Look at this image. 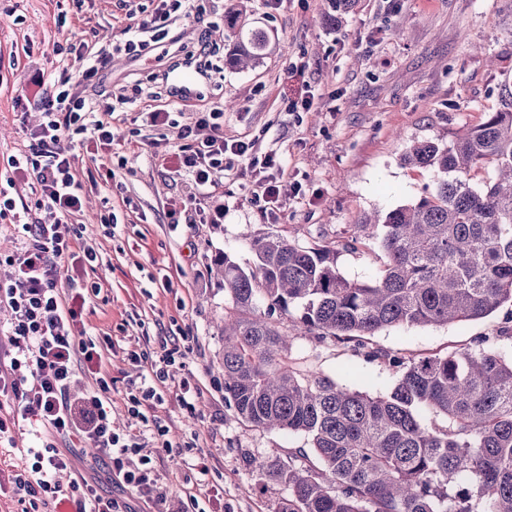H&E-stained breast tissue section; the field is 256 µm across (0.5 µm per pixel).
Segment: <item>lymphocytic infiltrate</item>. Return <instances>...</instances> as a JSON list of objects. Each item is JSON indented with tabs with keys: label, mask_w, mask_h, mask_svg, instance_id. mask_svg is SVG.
<instances>
[{
	"label": "lymphocytic infiltrate",
	"mask_w": 512,
	"mask_h": 512,
	"mask_svg": "<svg viewBox=\"0 0 512 512\" xmlns=\"http://www.w3.org/2000/svg\"><path fill=\"white\" fill-rule=\"evenodd\" d=\"M123 7L132 20L134 32L119 49L137 58L151 44L164 40L172 20L194 9L193 0H157L152 11L133 0ZM57 65L49 80L39 81L27 93L18 96L15 105L28 110L36 105L43 110L39 125L30 129L28 144L11 156L6 188H0V217L15 208L32 213L42 209L55 212L51 224L21 225L24 249L1 258L13 267L11 279L0 283V303L14 314L7 334L13 380L0 384V406L9 405V414L0 416V436L11 433L19 420H32L44 429L39 447L30 449L31 466L17 470L11 477L12 493L22 512H41L47 500L73 502L78 512H120L118 500L102 496L85 478L73 475L72 442H91L104 449L115 478L142 498L156 505L167 502L168 492L160 483L150 457L141 453V436L117 429L106 403L112 391V378L103 368V350L87 334L83 316L90 295L101 292L98 284L77 283L70 272L71 262L95 268L97 254L92 248L75 252L72 246L82 239L84 225L78 217L85 184L80 177L72 143L82 135L103 150L118 142L112 129L111 104L82 94L80 81H90L108 67L112 53L106 48L55 46ZM85 63L81 80L71 74L73 60ZM200 125L210 127L208 137L196 138L191 127L180 128L176 150L162 154L163 163L176 173L189 176L197 189L205 190L223 179L238 158H249L254 172L252 201L269 220H277L284 201L279 177L283 162L276 151L257 155L254 142L227 141L224 114L219 109L202 113ZM31 180L32 193L27 200L16 201L7 192L16 178ZM184 356L180 344L161 345L159 351L130 352L128 359L150 367L140 381L129 382L125 407L139 417L160 450L171 452L168 428L157 409L164 404V391L170 379L169 369ZM95 381L92 390L79 399H71L69 389L77 374ZM69 474L61 482V474Z\"/></svg>",
	"instance_id": "1"
}]
</instances>
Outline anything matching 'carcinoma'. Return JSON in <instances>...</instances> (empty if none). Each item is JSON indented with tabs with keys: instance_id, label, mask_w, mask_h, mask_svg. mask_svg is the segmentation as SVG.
Segmentation results:
<instances>
[{
	"instance_id": "cac0c4a2",
	"label": "carcinoma",
	"mask_w": 512,
	"mask_h": 512,
	"mask_svg": "<svg viewBox=\"0 0 512 512\" xmlns=\"http://www.w3.org/2000/svg\"><path fill=\"white\" fill-rule=\"evenodd\" d=\"M224 37L239 69L267 47L233 16ZM404 161L430 169L435 186L363 218L346 249L380 238L386 260L370 278L341 275L330 245L277 232L249 239L247 268L225 254L214 260L233 310L226 404L243 422L311 442L286 462L256 464L263 484L288 488L275 512H512V359L480 344L413 358L367 342L388 327L475 321L512 303V85L480 124L446 145L415 142ZM480 170L489 177L475 180ZM292 335L351 342L401 375L386 395L343 387L292 361Z\"/></svg>"
}]
</instances>
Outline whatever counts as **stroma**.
Instances as JSON below:
<instances>
[{
  "instance_id": "obj_1",
  "label": "stroma",
  "mask_w": 512,
  "mask_h": 512,
  "mask_svg": "<svg viewBox=\"0 0 512 512\" xmlns=\"http://www.w3.org/2000/svg\"><path fill=\"white\" fill-rule=\"evenodd\" d=\"M191 16L172 25L183 53L202 39L218 50L213 81L201 99L172 111L169 125L150 127L146 112L158 109L150 78L168 62V43L144 57L117 54L93 87L114 104L112 126L125 165L108 173L93 149L75 142L89 190L82 223L83 245L93 246L103 264L82 272L101 281L104 298L93 299L84 321L88 334L111 336L105 363L112 376L109 409L114 427L139 432L141 422L124 406L126 383L140 367L133 350H158L163 340L187 346L185 368L199 387L193 409L166 401L159 408L169 426L175 456L157 457L155 467L168 488L167 512H182L188 491H196L211 512H274L282 486L263 488L256 461L287 456L308 447L307 438L238 421L224 404V318L232 308L216 273L214 258L227 254L241 266L253 262L248 237L276 229L303 246L336 248V267L350 279L373 276L384 261L378 241L351 253L345 240L357 236L361 218L411 203L433 187L430 170L405 163L417 141L448 143L478 125L498 105L502 84L512 83V0H353L342 19L330 21L328 0H284L279 10L265 0H197ZM239 22L267 37L263 60L239 70L227 64L224 21ZM128 21L119 0H0V171L27 144L26 130L40 113L15 110L14 100L54 69L56 44L85 41L110 47L123 43ZM313 95L308 112H289L290 98ZM233 103L224 114V136L255 141L260 151H277L284 166L285 209L271 222L251 202L247 159L209 194H198L187 177L163 166L159 156L177 142L182 126L198 113ZM182 212L172 223L168 212ZM116 215L106 230L103 221ZM512 305L468 322L396 326L370 337L371 346L407 356L445 354L489 338L503 357H512ZM297 362L339 384L373 395L388 393L399 374L385 364L354 355L349 344L317 343L295 337ZM40 430L19 422L0 438V483L27 463L26 449L40 446ZM210 459L208 475L184 464L192 448ZM76 461L103 494L153 512L134 492L113 484L103 450L79 448Z\"/></svg>"
}]
</instances>
